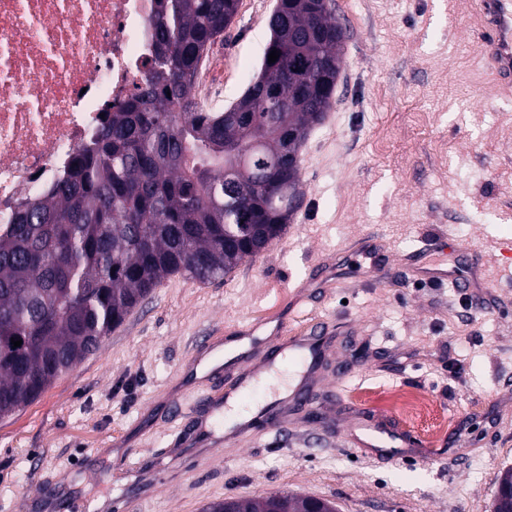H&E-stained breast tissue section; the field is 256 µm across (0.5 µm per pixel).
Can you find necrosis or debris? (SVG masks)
Masks as SVG:
<instances>
[{
  "label": "necrosis or debris",
  "mask_w": 512,
  "mask_h": 512,
  "mask_svg": "<svg viewBox=\"0 0 512 512\" xmlns=\"http://www.w3.org/2000/svg\"><path fill=\"white\" fill-rule=\"evenodd\" d=\"M153 0H0V224L146 77Z\"/></svg>",
  "instance_id": "necrosis-or-debris-1"
}]
</instances>
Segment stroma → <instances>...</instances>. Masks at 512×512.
Wrapping results in <instances>:
<instances>
[{
  "mask_svg": "<svg viewBox=\"0 0 512 512\" xmlns=\"http://www.w3.org/2000/svg\"><path fill=\"white\" fill-rule=\"evenodd\" d=\"M347 30L332 107L301 148L303 204L280 240L231 274L165 279L102 348L35 402L0 420V512H51L43 485L95 512H202L228 497L277 491L339 512H492L512 467V87L486 73L480 0H334ZM276 0H240L211 49L259 73ZM390 262L371 275L353 257L316 302L307 267L363 236ZM447 237L449 269L471 293L417 281L403 256ZM334 321L332 365L315 404L277 427L225 443L223 414L199 399L168 405L198 358L199 337L234 336L289 311ZM398 392L425 393L403 418ZM404 430L376 437L370 417ZM371 443L368 454L353 442ZM141 449L130 468L126 446Z\"/></svg>",
  "mask_w": 512,
  "mask_h": 512,
  "instance_id": "35a3bbf8",
  "label": "stroma"
}]
</instances>
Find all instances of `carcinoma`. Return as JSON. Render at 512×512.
<instances>
[{"instance_id":"carcinoma-1","label":"carcinoma","mask_w":512,"mask_h":512,"mask_svg":"<svg viewBox=\"0 0 512 512\" xmlns=\"http://www.w3.org/2000/svg\"><path fill=\"white\" fill-rule=\"evenodd\" d=\"M145 85L41 199L0 224V419L97 351L164 279L210 281L284 235L302 202L300 150L329 111L343 28L325 0H278L247 91L198 103L201 63L239 0H156ZM22 341L13 347L11 339ZM512 468L493 512H512ZM312 496L229 497L204 512H307Z\"/></svg>"}]
</instances>
